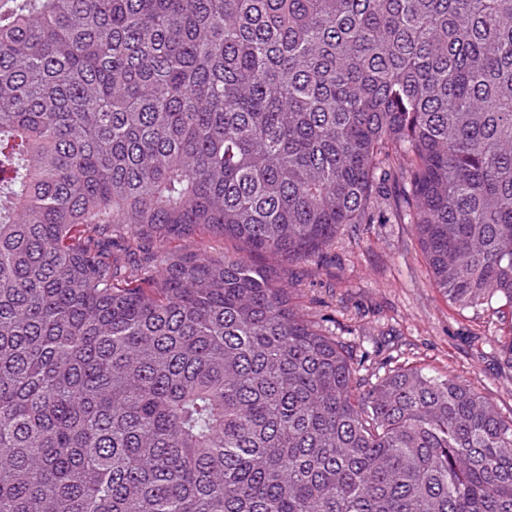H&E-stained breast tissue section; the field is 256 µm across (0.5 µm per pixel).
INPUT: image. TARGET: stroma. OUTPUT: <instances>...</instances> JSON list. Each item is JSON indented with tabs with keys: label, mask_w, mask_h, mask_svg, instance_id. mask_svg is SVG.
<instances>
[{
	"label": "stroma",
	"mask_w": 512,
	"mask_h": 512,
	"mask_svg": "<svg viewBox=\"0 0 512 512\" xmlns=\"http://www.w3.org/2000/svg\"><path fill=\"white\" fill-rule=\"evenodd\" d=\"M239 242L208 235L155 243V257L238 253ZM294 290L298 310L341 341L371 354L360 372L371 378L380 363L409 361L452 374L512 415V372L503 370V338L493 309L459 312L434 288L406 221L361 224L338 236L322 257L288 264L263 255Z\"/></svg>",
	"instance_id": "35a3bbf8"
}]
</instances>
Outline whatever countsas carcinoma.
Segmentation results:
<instances>
[{"label": "carcinoma", "instance_id": "carcinoma-1", "mask_svg": "<svg viewBox=\"0 0 512 512\" xmlns=\"http://www.w3.org/2000/svg\"><path fill=\"white\" fill-rule=\"evenodd\" d=\"M512 308V0H0V512H512V418L252 262L374 220ZM207 232L246 256L132 260Z\"/></svg>", "mask_w": 512, "mask_h": 512}]
</instances>
